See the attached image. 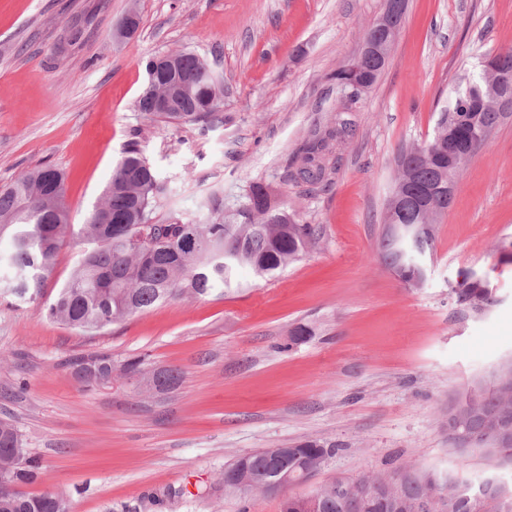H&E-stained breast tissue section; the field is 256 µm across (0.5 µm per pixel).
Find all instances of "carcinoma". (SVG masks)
<instances>
[{"mask_svg":"<svg viewBox=\"0 0 512 512\" xmlns=\"http://www.w3.org/2000/svg\"><path fill=\"white\" fill-rule=\"evenodd\" d=\"M494 72L462 87L461 100H451L441 113L426 146L403 149L397 157V175L390 194L408 191L412 201L393 208L386 201V223L398 225L385 232L379 255L407 285H415L418 266L431 255L435 224L448 212V184L458 179L472 158L470 144L499 126L498 109L490 102L494 74L512 76V47L489 52ZM212 64L191 50H180L167 83L175 89L170 105L161 111L152 95L144 90L136 110L151 121L174 122L181 126L224 123L222 81H211L205 72ZM350 134V123L338 117L333 126L314 132L288 173L290 181L322 188L328 183L327 158ZM62 172L44 167L25 172L13 183L0 188V234L11 231L9 249L0 255V297L36 299L52 269L61 244L77 235L91 244L84 251L69 279L44 308L46 317L78 330H101L119 320L145 312L183 296L226 294L240 286L238 272L250 268L262 279L274 276L298 260L314 243L317 227L278 202L261 184L249 187L245 201L224 209V200L208 204L202 224L185 221L173 211L160 214L169 189L137 144H131L116 164L100 200L74 231L64 203ZM199 240L195 254L179 247L185 231ZM457 301L475 310L494 302L493 289L473 272L461 274ZM86 360L107 372L112 354L94 353L75 359ZM146 359L138 356L122 361L127 378L143 373ZM21 445L16 428L0 421V465L8 463L7 448ZM335 446L309 440L295 446L288 468H321L323 458ZM254 480L277 479L268 449L249 456ZM39 463L28 457L12 470L0 473V512H56L61 494L26 495L15 484L37 477ZM430 491L428 485L406 486L404 508L414 512L417 500ZM319 502L311 510L310 494H295L281 502V512H345L336 485L316 491ZM436 495L458 499L456 512H512V499L499 503L488 495L484 483L459 487L443 485Z\"/></svg>","mask_w":512,"mask_h":512,"instance_id":"1","label":"carcinoma"}]
</instances>
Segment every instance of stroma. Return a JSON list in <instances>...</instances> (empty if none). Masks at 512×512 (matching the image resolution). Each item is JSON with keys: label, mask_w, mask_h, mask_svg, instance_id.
<instances>
[{"label": "stroma", "mask_w": 512, "mask_h": 512, "mask_svg": "<svg viewBox=\"0 0 512 512\" xmlns=\"http://www.w3.org/2000/svg\"><path fill=\"white\" fill-rule=\"evenodd\" d=\"M385 0H138L140 27L113 31L129 0H0V186L46 165L65 175L83 224L130 142L169 189L168 205L204 222L209 198L250 185L319 227L276 278L240 270L239 290L181 297L83 334L46 320L84 250H59L34 300L0 298V419L40 469L20 492L64 493L71 512H280V499L224 492V468L262 448L317 440L335 454L302 485L411 467L478 484L489 465L448 445V407L512 359V119L466 166L409 288L378 256L385 200L403 147L430 139L481 58L512 45V0H408L389 62L346 99L333 78ZM190 49L224 79V122L178 127L141 118L149 57ZM345 117L328 188L289 182L312 129ZM471 271L496 293L476 312L454 296ZM301 324L306 341H290ZM96 352L176 368L158 392L120 373L94 388L70 362Z\"/></svg>", "instance_id": "obj_1"}]
</instances>
